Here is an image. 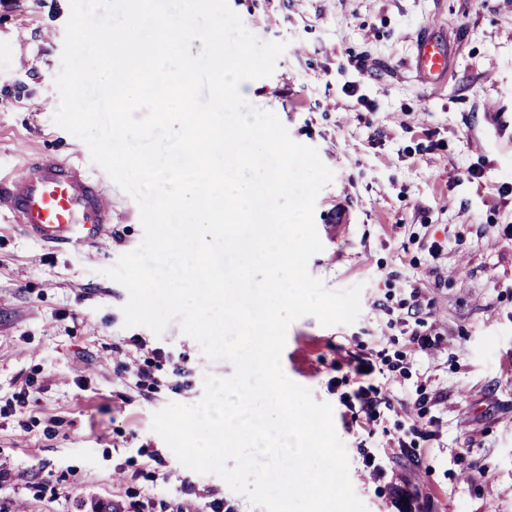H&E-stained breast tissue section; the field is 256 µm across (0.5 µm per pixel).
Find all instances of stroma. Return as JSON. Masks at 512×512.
I'll return each mask as SVG.
<instances>
[{
	"instance_id": "1",
	"label": "stroma",
	"mask_w": 512,
	"mask_h": 512,
	"mask_svg": "<svg viewBox=\"0 0 512 512\" xmlns=\"http://www.w3.org/2000/svg\"><path fill=\"white\" fill-rule=\"evenodd\" d=\"M229 5L260 40L286 44L274 73L242 90L334 173L308 271L330 290L363 287L354 324L290 325L284 373L332 405L367 512H396V475L415 512H512V0ZM68 16V0L0 6V178L37 153L76 158L112 200V236L54 250L0 209V512H263L184 467L151 428L155 411L199 401L204 376L233 366L179 321L159 336L124 325L128 292L103 270L140 244V212L52 120ZM432 20L452 55L438 85L412 67ZM366 353L375 371L361 378L352 361ZM126 362L147 379L118 373ZM363 384L383 400L370 423L344 404ZM393 437L404 453L372 475L363 451Z\"/></svg>"
}]
</instances>
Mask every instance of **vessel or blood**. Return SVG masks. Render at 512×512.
Returning a JSON list of instances; mask_svg holds the SVG:
<instances>
[{
	"mask_svg": "<svg viewBox=\"0 0 512 512\" xmlns=\"http://www.w3.org/2000/svg\"><path fill=\"white\" fill-rule=\"evenodd\" d=\"M413 66L428 84L446 80L448 49L433 32L421 33ZM0 206L29 235L57 248L95 244L112 222L102 185L81 164L51 153L26 161L0 185Z\"/></svg>",
	"mask_w": 512,
	"mask_h": 512,
	"instance_id": "b4317fda",
	"label": "vessel or blood"
}]
</instances>
